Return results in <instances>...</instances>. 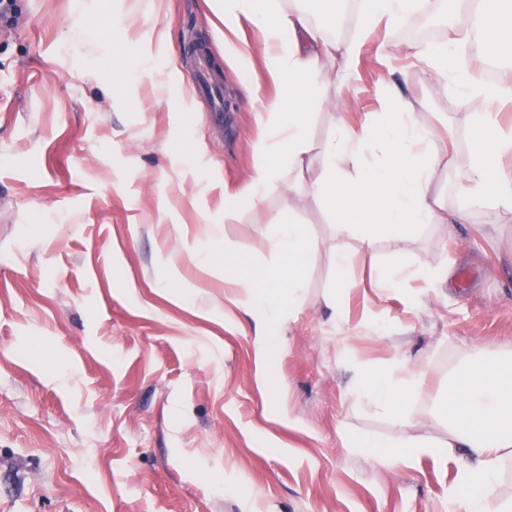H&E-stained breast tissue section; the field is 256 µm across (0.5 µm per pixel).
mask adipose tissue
<instances>
[{
  "mask_svg": "<svg viewBox=\"0 0 512 512\" xmlns=\"http://www.w3.org/2000/svg\"><path fill=\"white\" fill-rule=\"evenodd\" d=\"M224 21V47L243 66L261 60L269 79L288 89V102L269 100L259 115L258 162L241 190L228 196L225 219L241 209L258 212L271 194L288 197V215L275 224L266 247L277 257L263 274V297H256L252 279L234 271L231 251L201 255L206 265L228 268L226 285L238 292L234 305L261 316L255 354L260 374H267L276 355V340L267 320H283L300 305L302 275L318 248L298 214L309 204L325 206L336 226V268L350 265L344 242L356 238L363 251L374 252L388 238L402 252L413 231L433 224H464L472 207L486 203L512 211V178L500 175L502 156L512 155V128H503L493 105L512 103V83L480 78L469 57L480 43L483 58L512 60V0H457L444 40L411 47L427 62L435 80L449 83L473 110L468 161L458 175V193L466 207L451 211L432 186L447 154L436 146V127L415 119L418 102L404 95L391 79L380 83L381 111L362 113L348 125L343 113L347 98H337L338 113L331 137L314 146L309 137V109L323 84L349 82L365 36L377 26L392 27L417 11L419 0H358V31L340 40L332 33L347 0H325L328 11L315 19L308 0H291L281 9L278 0H211ZM254 39L240 38L242 24ZM432 282L449 280L451 269L437 257L417 261L412 270L383 269L381 286L395 290L407 276ZM421 378L404 361L393 360L384 370L366 369L355 390L357 401L399 419L414 414ZM442 414L448 423L447 442H380L375 455L386 466H411L422 458H442L459 449L463 463L448 488L458 512H512V497L497 494L501 463L512 453V353L492 357L474 350L448 378Z\"/></svg>",
  "mask_w": 512,
  "mask_h": 512,
  "instance_id": "1",
  "label": "adipose tissue"
}]
</instances>
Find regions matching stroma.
I'll use <instances>...</instances> for the list:
<instances>
[{"instance_id": "stroma-1", "label": "stroma", "mask_w": 512, "mask_h": 512, "mask_svg": "<svg viewBox=\"0 0 512 512\" xmlns=\"http://www.w3.org/2000/svg\"><path fill=\"white\" fill-rule=\"evenodd\" d=\"M18 5V25L0 32V512H448L458 456L385 468L348 442L447 441L433 409L450 370L475 346L512 350V214L471 209L400 254L384 238L371 255L348 239L356 286L333 309L334 227L310 207L319 249L300 309L271 329L279 351L262 385L255 320L225 302L224 268L202 271L194 255L252 171L268 77L225 59L205 0ZM116 16L156 72L116 64ZM406 30L366 37L346 118L379 111L380 49L401 46L418 121L452 126L434 185L456 209L471 108L405 54ZM198 41L224 75L220 128L186 95ZM262 208V223L243 213L222 225L254 275L274 261L264 241L288 201ZM426 254L446 258L452 279L427 292L410 281L421 306L377 287L379 269ZM395 358L424 377L407 421L350 395L360 365Z\"/></svg>"}]
</instances>
